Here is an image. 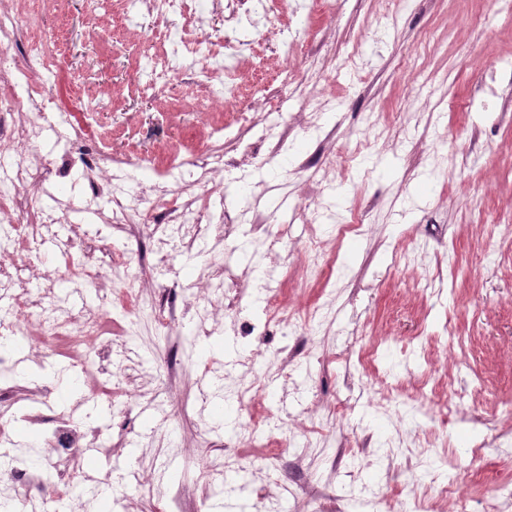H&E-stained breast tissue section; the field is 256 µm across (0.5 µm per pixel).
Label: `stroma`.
Returning a JSON list of instances; mask_svg holds the SVG:
<instances>
[{"label":"stroma","mask_w":512,"mask_h":512,"mask_svg":"<svg viewBox=\"0 0 512 512\" xmlns=\"http://www.w3.org/2000/svg\"><path fill=\"white\" fill-rule=\"evenodd\" d=\"M335 2L334 13L295 28L290 12L272 15V26L289 29L293 52L276 39L256 47L267 61L269 107L242 102L204 115L193 105L224 93L192 75L158 98L141 93L145 53L175 22L148 18L138 0H39L37 25L61 30L63 44L61 115L31 158L62 220L38 233L74 241L75 255L103 278L49 281L44 271L61 253L45 252L44 264L29 267L3 237L0 274L52 288L58 313H97L105 335L82 374L66 345L43 359L34 321L30 343L0 351V419L11 425L0 452L27 442L30 428L41 438V466L19 468L14 482L23 512H93L87 496L55 499L40 481L41 467L66 465L77 451L88 486L116 494L131 512H159L175 497L195 512L201 461L232 452L243 456L250 485L230 494L223 474L213 475L217 493L205 512H270L281 501L295 512H402L410 489L448 471L468 507L440 500L435 512H485L512 481V415L504 409L512 403V120L502 113L512 99V13L496 0H407L390 18L387 0ZM105 24L123 51L101 44ZM286 58L297 73L320 74L313 90L283 84ZM491 64L493 97L483 91ZM313 92L335 99V108L269 154ZM87 119L93 137L74 143L72 125ZM206 141L234 160L213 174L222 225L201 224L194 240L175 224L108 223L115 202L136 203L145 189L180 191L192 202L185 189ZM110 149L129 158L111 171L121 191L96 197L77 158ZM319 172L326 206L315 229L326 248L308 278L299 271L303 255L275 244L285 219L278 203L300 202ZM89 198L95 212L86 221L80 209ZM253 204L260 220L244 213ZM123 252L131 261L121 276L141 295L137 317L117 309L106 280ZM215 262L228 277L222 301L211 304L191 283ZM271 268L282 275L284 305H321L320 318L299 328L267 318L258 295ZM75 288L84 300L70 299ZM161 307L174 316L167 339L149 319ZM204 314L210 333L188 355L182 338ZM287 373L296 391L284 389ZM257 376L265 390L253 399L244 389ZM157 385L168 408L132 400V391ZM427 387L446 398L448 413L407 430V409L425 402ZM186 399L195 411L176 423L171 407ZM246 421L248 447L233 434ZM283 430L293 442L267 464L266 447ZM365 485L381 487L382 497L353 505Z\"/></svg>","instance_id":"35a3bbf8"}]
</instances>
